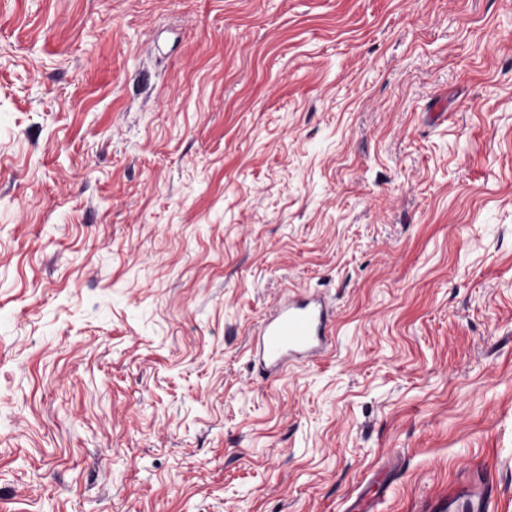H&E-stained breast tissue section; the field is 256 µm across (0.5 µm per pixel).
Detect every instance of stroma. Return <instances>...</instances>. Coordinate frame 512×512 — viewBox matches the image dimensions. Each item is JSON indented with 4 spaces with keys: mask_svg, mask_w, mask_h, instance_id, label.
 I'll list each match as a JSON object with an SVG mask.
<instances>
[{
    "mask_svg": "<svg viewBox=\"0 0 512 512\" xmlns=\"http://www.w3.org/2000/svg\"><path fill=\"white\" fill-rule=\"evenodd\" d=\"M288 293L316 362L262 379ZM512 512V0H0V512ZM332 327L333 315L321 296H285L254 332L259 373L277 379L297 362L319 359L328 350Z\"/></svg>",
    "mask_w": 512,
    "mask_h": 512,
    "instance_id": "obj_1",
    "label": "stroma"
}]
</instances>
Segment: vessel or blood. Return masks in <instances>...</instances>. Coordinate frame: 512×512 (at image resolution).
Returning <instances> with one entry per match:
<instances>
[{
	"label": "vessel or blood",
	"mask_w": 512,
	"mask_h": 512,
	"mask_svg": "<svg viewBox=\"0 0 512 512\" xmlns=\"http://www.w3.org/2000/svg\"><path fill=\"white\" fill-rule=\"evenodd\" d=\"M332 333L333 315L321 296L282 298L254 332L259 373L277 379L297 362L319 359Z\"/></svg>",
	"instance_id": "1"
}]
</instances>
